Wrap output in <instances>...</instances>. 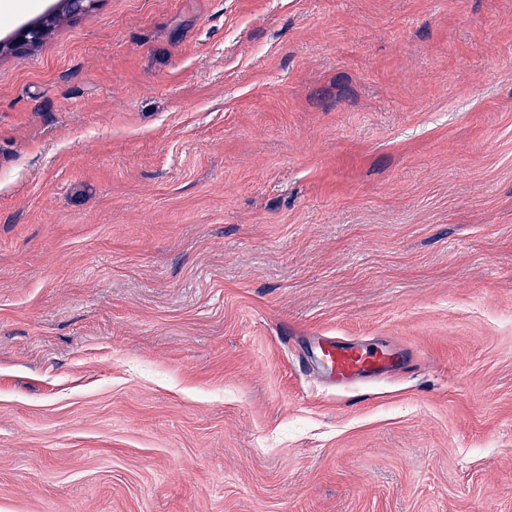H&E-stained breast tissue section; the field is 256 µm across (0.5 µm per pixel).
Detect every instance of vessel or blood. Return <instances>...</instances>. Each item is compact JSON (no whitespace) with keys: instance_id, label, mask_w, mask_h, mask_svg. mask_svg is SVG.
<instances>
[{"instance_id":"b4317fda","label":"vessel or blood","mask_w":512,"mask_h":512,"mask_svg":"<svg viewBox=\"0 0 512 512\" xmlns=\"http://www.w3.org/2000/svg\"><path fill=\"white\" fill-rule=\"evenodd\" d=\"M321 360L337 384L348 386L383 373L396 363L397 356L389 351L330 340L321 346Z\"/></svg>"}]
</instances>
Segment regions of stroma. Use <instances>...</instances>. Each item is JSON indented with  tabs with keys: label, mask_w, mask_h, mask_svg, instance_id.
<instances>
[{
	"label": "stroma",
	"mask_w": 512,
	"mask_h": 512,
	"mask_svg": "<svg viewBox=\"0 0 512 512\" xmlns=\"http://www.w3.org/2000/svg\"><path fill=\"white\" fill-rule=\"evenodd\" d=\"M327 336L403 361L340 390ZM0 512H512V0L0 58Z\"/></svg>",
	"instance_id": "35a3bbf8"
}]
</instances>
